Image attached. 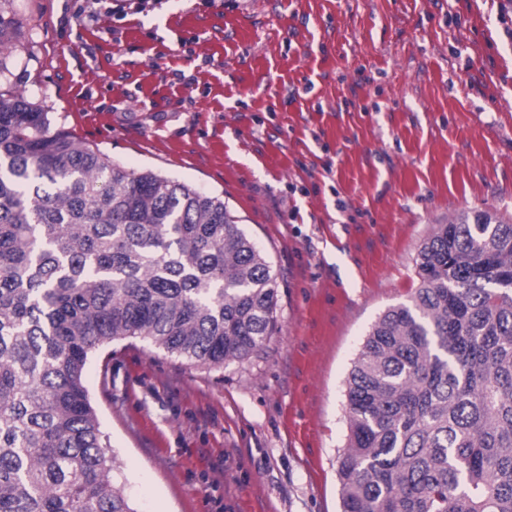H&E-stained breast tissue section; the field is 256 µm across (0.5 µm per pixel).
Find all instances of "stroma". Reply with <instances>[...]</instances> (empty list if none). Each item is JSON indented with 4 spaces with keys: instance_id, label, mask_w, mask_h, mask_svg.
Listing matches in <instances>:
<instances>
[{
    "instance_id": "obj_1",
    "label": "stroma",
    "mask_w": 512,
    "mask_h": 512,
    "mask_svg": "<svg viewBox=\"0 0 512 512\" xmlns=\"http://www.w3.org/2000/svg\"><path fill=\"white\" fill-rule=\"evenodd\" d=\"M91 13H84V6ZM11 84L223 197L279 330L211 368L138 338L84 385L135 512H340L346 380L435 225L512 219V0H0Z\"/></svg>"
}]
</instances>
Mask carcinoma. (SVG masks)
<instances>
[{
    "label": "carcinoma",
    "instance_id": "cac0c4a2",
    "mask_svg": "<svg viewBox=\"0 0 512 512\" xmlns=\"http://www.w3.org/2000/svg\"><path fill=\"white\" fill-rule=\"evenodd\" d=\"M19 23L0 10V78ZM347 383L342 512H512V224H438ZM277 326L224 199L137 172L0 83V512H136L83 384L141 338L222 367Z\"/></svg>",
    "mask_w": 512,
    "mask_h": 512
}]
</instances>
